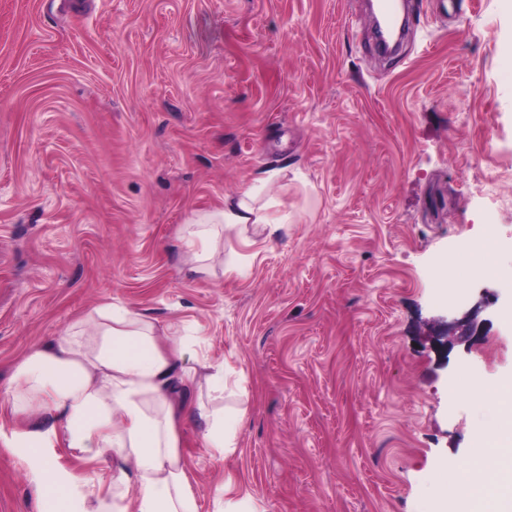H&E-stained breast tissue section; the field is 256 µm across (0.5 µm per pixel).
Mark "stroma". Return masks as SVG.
Returning <instances> with one entry per match:
<instances>
[{
  "mask_svg": "<svg viewBox=\"0 0 512 512\" xmlns=\"http://www.w3.org/2000/svg\"><path fill=\"white\" fill-rule=\"evenodd\" d=\"M413 3L384 58L364 0H0V393L124 307L247 410L222 458L184 426L199 512L226 481L254 512H436L476 387L512 374V12ZM249 186L279 229L190 273L192 213ZM474 308L485 336L442 357ZM0 512H40L26 449L0 444Z\"/></svg>",
  "mask_w": 512,
  "mask_h": 512,
  "instance_id": "1",
  "label": "stroma"
}]
</instances>
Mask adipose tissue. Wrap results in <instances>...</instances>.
<instances>
[{
	"label": "adipose tissue",
	"mask_w": 512,
	"mask_h": 512,
	"mask_svg": "<svg viewBox=\"0 0 512 512\" xmlns=\"http://www.w3.org/2000/svg\"><path fill=\"white\" fill-rule=\"evenodd\" d=\"M268 221L249 190L194 215L190 271L205 272L225 227ZM97 316L94 347L71 337L36 346L19 362L0 410L24 413L36 401L41 407L36 422L13 430L6 443L27 448L36 463L43 512H199L181 450L184 424L194 414L204 419L205 447L223 456L232 452L234 427L245 419L241 412L229 418L209 412L194 398L203 382L223 392V367L199 377L183 364L181 338L144 314L101 309ZM474 401L491 407L494 418L460 466L450 502L456 512H512V376L480 387ZM55 446L111 465L107 492L71 494L74 475L45 461L46 449Z\"/></svg>",
	"instance_id": "1"
}]
</instances>
